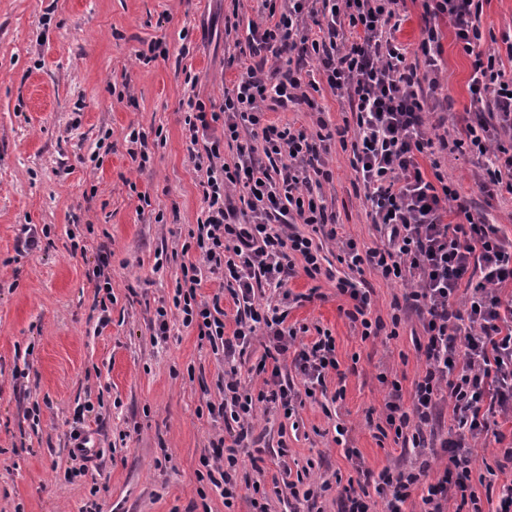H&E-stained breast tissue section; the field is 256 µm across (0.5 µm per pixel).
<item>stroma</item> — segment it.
<instances>
[{
	"mask_svg": "<svg viewBox=\"0 0 512 512\" xmlns=\"http://www.w3.org/2000/svg\"><path fill=\"white\" fill-rule=\"evenodd\" d=\"M480 3L482 50L506 56L512 0ZM261 8L260 0H0V512H86L92 504L96 512H253L252 490L241 489L228 508L220 489L198 477L225 434L208 413L224 399L221 356L178 317L163 338L152 321L172 303L178 253L203 206L180 101L192 92L218 102L232 89L242 69L227 60ZM232 14L239 31L229 36L224 19ZM439 28L434 97L448 103L452 140L474 118V58L448 19ZM151 41L161 53L145 64L136 52ZM312 98L269 118L311 132L319 121L345 119L328 87ZM134 129L162 134L142 169L127 153ZM351 158L332 146L321 192L340 236L373 247L379 238ZM439 159L487 221L512 235V194L481 193L472 155ZM28 224L48 228L49 243L25 250ZM314 242L325 273L288 279L294 300L282 305L285 323L306 344L329 332L340 371L293 417L256 411L236 451L237 477L260 482L268 512H338L339 487L312 507L288 485L301 472L311 483L358 478L347 449L376 472L414 460L393 439L378 440L367 418L383 412L379 375L399 379L411 398L424 369L418 318L403 317L398 337L362 339L336 293L337 278L354 272L339 263L336 241L318 234ZM103 255L112 278L105 310L95 306L91 277ZM313 287L318 298L305 300ZM75 427L100 451L78 477L68 439Z\"/></svg>",
	"mask_w": 512,
	"mask_h": 512,
	"instance_id": "1",
	"label": "stroma"
}]
</instances>
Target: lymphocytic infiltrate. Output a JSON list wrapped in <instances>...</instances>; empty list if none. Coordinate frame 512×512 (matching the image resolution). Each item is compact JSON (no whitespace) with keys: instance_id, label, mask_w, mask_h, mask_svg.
<instances>
[{"instance_id":"f902f5d3","label":"lymphocytic infiltrate","mask_w":512,"mask_h":512,"mask_svg":"<svg viewBox=\"0 0 512 512\" xmlns=\"http://www.w3.org/2000/svg\"><path fill=\"white\" fill-rule=\"evenodd\" d=\"M421 2L424 60L411 63L395 38L398 0H263L261 17L249 23L245 38L250 62L217 110H208L194 94L181 102L189 157L205 175V217L182 246L200 261L182 264L174 306L184 326L197 328L222 352L224 399L208 412L223 419L235 441L246 438L257 408L279 409L289 418L300 404L299 391L281 378V357L293 355L310 386L323 384L328 371L339 367L329 333L293 350L296 329L285 326L277 308L253 303L257 288L283 287L295 265L312 279L322 272L312 238L284 234L282 227L300 222L337 237L336 219L312 185L313 178L330 177L328 142L350 145L351 166L380 237L379 245L366 250L353 239L342 240L339 262L406 284L404 305L419 316L423 340L417 350L425 370L408 406L400 381L387 382L376 436H395L403 448L422 453L425 428L446 411L457 428L456 437L441 444L448 460L435 472L426 460L398 470L363 469L384 504L346 491L339 496L343 512H405L415 489L421 492L419 512H481L472 484L474 446L486 441L492 418L512 417V296L502 294L512 283V238L472 213L433 158L450 146L470 152L482 161L480 191L512 194V73L502 57L477 58L469 91L473 103L490 104L491 122L475 119L452 141L437 133L425 120L437 108L431 100L438 85L437 21L449 18L456 39L474 54L482 40L479 6L476 0ZM318 74L347 104L352 123L313 134L269 120V113L288 104L308 102ZM217 122L219 137L210 133ZM422 156L431 157L434 179L422 171ZM240 192L247 196L241 209L234 201ZM451 211L464 215V222H447ZM203 265L221 275L237 308L232 334L224 332L220 296L197 297ZM336 291L347 297L344 314L360 325L362 339L379 336L384 324L371 316L370 289L340 279ZM259 333L266 343L256 372L264 381L252 390L238 380L237 362ZM454 497L460 505L452 510L448 502Z\"/></svg>"}]
</instances>
